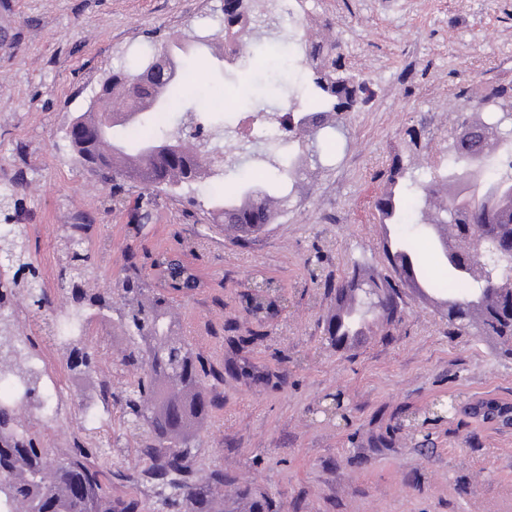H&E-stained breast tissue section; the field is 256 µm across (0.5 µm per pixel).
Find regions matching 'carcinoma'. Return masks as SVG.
I'll return each mask as SVG.
<instances>
[{
    "label": "carcinoma",
    "instance_id": "carcinoma-1",
    "mask_svg": "<svg viewBox=\"0 0 512 512\" xmlns=\"http://www.w3.org/2000/svg\"><path fill=\"white\" fill-rule=\"evenodd\" d=\"M277 2L222 0L217 32L196 35L193 43L199 49H210L218 38L235 39L240 46L249 44L262 51L273 39L304 47L305 57L311 60L307 74L296 86L281 81L277 88L287 98L288 112L295 114L298 107L306 106L304 114L311 121H298L295 128L300 135L308 134L302 147L311 151L310 158L317 163L316 137L325 130L323 121L330 122L334 130L343 128L351 114L370 100L372 91L347 66L337 42L311 41L305 33L299 36L286 29L272 35L264 32V16L277 8ZM508 91L512 92V82L492 84L472 99V112L458 113L456 122L467 124L469 129L468 142L462 149L448 144L441 170L420 171L403 158L394 157L385 171L389 188L376 198L374 208L383 224H399L403 214L417 213L421 230L438 251L441 245L434 240L436 229H448L456 241L464 244L454 255L444 257L448 287L465 285L462 297L448 298L440 304L448 319V334L467 333L481 324L484 334L496 339L501 353L512 356V317L504 313L507 298L512 296V273L499 270L491 277L484 275L485 267H495L492 258L500 262L504 249L512 248V164L505 165L492 155L497 150L512 149V97H504ZM113 95L122 96L126 102L123 111L114 113L115 121L123 128L138 127L139 138L116 143V134H111L105 144L112 153L96 147L103 165L95 170L86 168L88 173L137 183L152 191L175 186L191 189L211 176V169L203 167L202 161L213 151V144L199 140L189 148L179 134L151 120L154 112L181 107L189 120L211 130L212 137L219 139L229 132L225 126L210 123L195 105L186 104L189 97L169 69L154 70L148 63L139 70H114L112 91L97 96L96 103ZM285 144L282 138H271L259 150L260 158L267 159L273 168L265 185H242L235 194L211 203L209 215L218 224L238 227L240 241L275 223L295 192L294 156L290 153L288 161H283ZM468 170L474 172L475 179L499 191L483 196L472 190L464 194L450 184L453 175ZM21 189L16 182L0 187V220L5 224L11 223L22 206ZM153 207L150 196L136 202L141 225L150 223ZM85 228L84 224H70L65 236L63 271L68 278L69 317L75 323L88 310H112V290L93 291L86 285ZM475 230L484 241L480 253L471 246ZM0 258L4 261L0 273V369L18 376L25 397L31 399L41 393L43 370L27 343L19 339L16 318L8 306L18 292L25 293L39 310L51 304L50 296L30 262L24 234L15 228L1 234ZM384 258L387 273L355 262L342 280L325 288L336 310L324 318L323 332L336 348L357 345L363 337L375 335L374 327L378 325L398 323L405 290H415V280L441 290L430 279L411 239L384 247ZM152 266L162 268L167 287L176 291L190 278L181 262L166 253L157 255ZM366 288L376 290L378 304L370 315L359 317L356 312ZM122 291L119 321L131 338L124 360L138 361L143 368L141 375L126 383L123 416L129 426L147 434L148 442L138 449L145 464L142 474L155 483L173 508L184 502L188 512H223L217 495L228 481L224 471L215 470L207 479L196 481L192 469L191 442L213 406L205 384V364L176 332L169 298L161 292L149 293L140 272H133L123 281ZM225 331L236 334L230 345L242 352L231 363L238 379L266 386L273 378L279 384L283 382L282 372L260 368L243 355L265 336L263 322L244 334L237 333L232 324ZM456 410L455 399L438 400L425 411L423 419H408L407 427L416 431ZM470 410L474 415L512 418V407L507 404L482 402ZM86 453L81 448L72 455L50 458L48 449L38 447L34 439L18 431L13 408L0 402V500L13 505L14 512H132L137 508L134 501L114 500L104 493L102 471L85 462ZM241 501L248 504V512H278L277 502L261 491L246 489L241 492Z\"/></svg>",
    "mask_w": 512,
    "mask_h": 512
}]
</instances>
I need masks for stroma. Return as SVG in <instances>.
Instances as JSON below:
<instances>
[{
  "mask_svg": "<svg viewBox=\"0 0 512 512\" xmlns=\"http://www.w3.org/2000/svg\"><path fill=\"white\" fill-rule=\"evenodd\" d=\"M219 8V0H0V184L25 186L16 222L51 299L64 295V240L80 221L89 226L87 285L111 289L113 305L89 318L92 363L80 376L45 341L64 310L18 311V331L49 364L65 405L58 424L28 407L25 430L54 457L92 447L81 430L85 388H108L104 401L115 414V393L139 371L122 361L130 342L117 313L121 281L168 251L184 255L201 280L172 300L214 401L197 437V478L224 470L232 479L225 494L264 491L283 512H512V426L469 413L480 401L512 404V358L495 340L449 335L447 321L413 294L388 335L355 349L331 346L321 328L330 309L325 281L356 260L382 268L385 235L408 230L383 227L373 205L383 188L378 174L404 152L406 129H420L424 155L441 159L445 142L433 138L432 116L447 117L452 102L466 109L464 87L512 81V0H319L308 15L285 17L287 28L315 31L331 20L374 96L343 130L320 133L334 165L319 168L276 224L244 243L208 215L210 198L234 190L233 178L155 192L154 219L141 227L134 206L142 188L87 174L66 136L113 69L139 66L169 33L214 32ZM262 66L259 55L228 69L212 57L196 61L197 109L218 90L227 124L255 111L253 77ZM258 275L279 285L283 299L249 357L283 372L276 388L244 383L229 367L224 325L253 326L245 296ZM336 393L344 407L335 412ZM451 395L458 412L427 425L429 447L396 430ZM144 437L125 436L107 460L90 461L111 474L113 497L138 502L137 512H162L156 487L141 479L136 450Z\"/></svg>",
  "mask_w": 512,
  "mask_h": 512,
  "instance_id": "1",
  "label": "stroma"
}]
</instances>
